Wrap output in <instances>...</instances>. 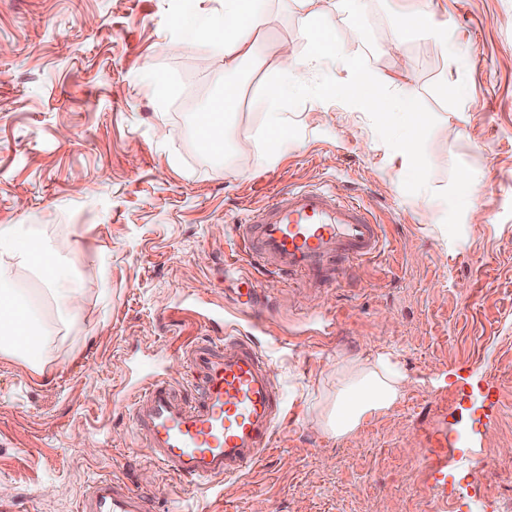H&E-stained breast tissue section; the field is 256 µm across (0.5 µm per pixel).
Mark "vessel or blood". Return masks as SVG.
Listing matches in <instances>:
<instances>
[{
    "instance_id": "1",
    "label": "vessel or blood",
    "mask_w": 512,
    "mask_h": 512,
    "mask_svg": "<svg viewBox=\"0 0 512 512\" xmlns=\"http://www.w3.org/2000/svg\"><path fill=\"white\" fill-rule=\"evenodd\" d=\"M231 230L258 270L339 287L352 265L385 249L381 226L362 203L326 185L279 191ZM192 388L164 374L142 377L128 395L134 454L167 469L185 490L241 475L272 448L282 398L272 363L250 338L224 336L179 351ZM152 492L104 477L93 481L79 512H150Z\"/></svg>"
}]
</instances>
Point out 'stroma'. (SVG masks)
Returning a JSON list of instances; mask_svg holds the SVG:
<instances>
[{
    "instance_id": "stroma-1",
    "label": "stroma",
    "mask_w": 512,
    "mask_h": 512,
    "mask_svg": "<svg viewBox=\"0 0 512 512\" xmlns=\"http://www.w3.org/2000/svg\"><path fill=\"white\" fill-rule=\"evenodd\" d=\"M321 5L332 61L279 104L297 138L262 149L278 48L308 50L292 0H273L230 76L222 51L187 43L224 0H0V224L40 225L84 292L41 367L0 355V512H77L104 475L156 489L151 512H512V0H434L444 45L400 35L388 0ZM341 56L406 77L426 117L417 173L392 149L399 123L323 95L347 79ZM225 76L239 92L213 161L194 121ZM324 180L376 214L384 257L341 288L259 273L230 224ZM250 287L267 333L245 314ZM201 299L216 320L192 312ZM225 331L270 356L284 412L242 475L185 493L129 452L122 400L156 366L185 386L174 351ZM381 352L407 379L396 404L353 439L313 428L337 363Z\"/></svg>"
}]
</instances>
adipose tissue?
Masks as SVG:
<instances>
[{"mask_svg":"<svg viewBox=\"0 0 512 512\" xmlns=\"http://www.w3.org/2000/svg\"><path fill=\"white\" fill-rule=\"evenodd\" d=\"M295 27L310 42L306 57L299 58L280 51L279 81L272 83L263 103L270 112L263 137L284 139L286 130L276 115L280 101L292 92L289 75L319 69L327 51L320 33L330 19L319 8V0H294ZM261 9L257 0H224V16L197 21L192 42L224 51V72L232 74L241 63L254 57V19ZM35 271L64 319L75 320L83 304V291L70 270L62 265L54 252L35 237L29 224L0 225V355L21 356L39 362L40 354L51 331L40 316L36 298L16 287L10 271ZM406 378L390 355L379 354L368 359H352L336 370V394L328 406L314 419L321 432L343 438L354 437L367 417L390 409L399 399Z\"/></svg>","mask_w":512,"mask_h":512,"instance_id":"1","label":"adipose tissue"}]
</instances>
